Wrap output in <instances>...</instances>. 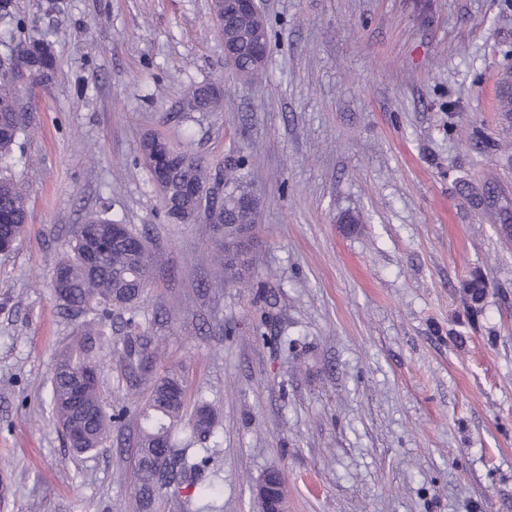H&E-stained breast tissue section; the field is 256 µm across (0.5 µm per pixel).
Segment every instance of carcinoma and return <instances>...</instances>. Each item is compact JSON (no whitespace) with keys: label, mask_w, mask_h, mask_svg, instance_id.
Returning <instances> with one entry per match:
<instances>
[{"label":"carcinoma","mask_w":512,"mask_h":512,"mask_svg":"<svg viewBox=\"0 0 512 512\" xmlns=\"http://www.w3.org/2000/svg\"><path fill=\"white\" fill-rule=\"evenodd\" d=\"M263 26L269 39L267 22L257 23L251 16L231 17L224 32L238 41L237 71H253L249 38L254 28ZM221 89L202 85L191 90L188 102L216 106ZM20 71L14 56H0V245L9 252L21 241L28 223V199L12 170L15 148L28 128L21 106ZM184 164L174 169L172 189L165 202L190 214L219 206L224 214L223 234L217 240L222 277L241 280L250 270V261L232 250L238 225L250 222L237 208L243 187L234 181L224 183V198L219 204L208 196L190 199L178 194L186 184L208 182L203 162L183 151ZM111 219L92 214L78 225L68 243L70 252L58 263L63 278L52 281L54 297L73 316L85 320L73 340L59 351L51 377L52 418L76 455L99 450L112 428L135 425V471L133 512H152L162 490L172 486L193 489L194 495L209 500L207 512H224L212 505L223 497L218 475L202 480L208 468L212 447L218 446L220 431L211 405L202 402L187 413V389L183 380L171 372L161 376L157 363L159 342L141 328L135 317L126 321L117 361H112V314L130 309L139 302L152 280L148 249L132 250L112 242ZM466 294L479 301L486 282L473 277L464 282ZM116 364L128 394L140 397L133 410L124 407L106 411L100 396L103 368Z\"/></svg>","instance_id":"1"}]
</instances>
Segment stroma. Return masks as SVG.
I'll list each match as a JSON object with an SVG mask.
<instances>
[{
    "mask_svg": "<svg viewBox=\"0 0 512 512\" xmlns=\"http://www.w3.org/2000/svg\"><path fill=\"white\" fill-rule=\"evenodd\" d=\"M11 3L56 64L22 85L30 216L0 254V512H127L126 435L73 455L50 407L77 324L51 277L100 211L146 238L135 315L221 421L224 512H257L269 470L286 512H512V0H259L249 82L210 0ZM205 83L218 107L189 110ZM148 137L258 194L249 282L216 279L207 219L168 223Z\"/></svg>",
    "mask_w": 512,
    "mask_h": 512,
    "instance_id": "1",
    "label": "stroma"
}]
</instances>
